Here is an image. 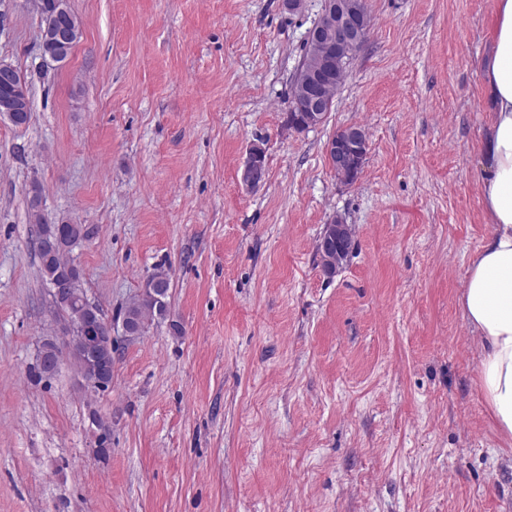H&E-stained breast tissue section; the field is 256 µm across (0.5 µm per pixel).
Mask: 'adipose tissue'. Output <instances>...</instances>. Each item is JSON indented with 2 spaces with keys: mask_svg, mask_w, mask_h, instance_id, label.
I'll use <instances>...</instances> for the list:
<instances>
[{
  "mask_svg": "<svg viewBox=\"0 0 512 512\" xmlns=\"http://www.w3.org/2000/svg\"><path fill=\"white\" fill-rule=\"evenodd\" d=\"M486 103L479 188L491 235L471 257L459 304L482 343L480 389L512 438V0H496L480 63Z\"/></svg>",
  "mask_w": 512,
  "mask_h": 512,
  "instance_id": "obj_1",
  "label": "adipose tissue"
}]
</instances>
